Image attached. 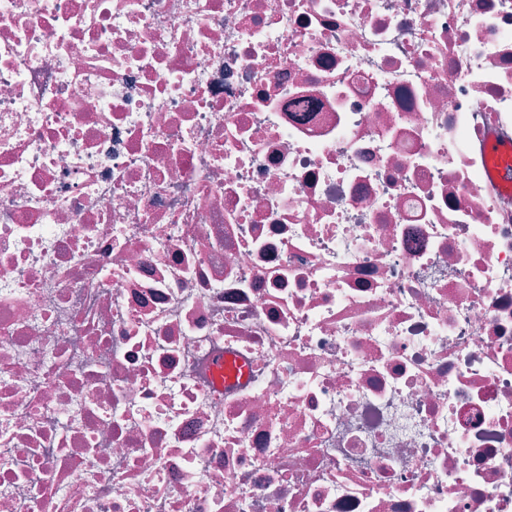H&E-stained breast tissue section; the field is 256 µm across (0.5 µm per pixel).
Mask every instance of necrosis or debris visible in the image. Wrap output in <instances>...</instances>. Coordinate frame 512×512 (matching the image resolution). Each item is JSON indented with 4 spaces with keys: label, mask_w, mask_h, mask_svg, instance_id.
<instances>
[{
    "label": "necrosis or debris",
    "mask_w": 512,
    "mask_h": 512,
    "mask_svg": "<svg viewBox=\"0 0 512 512\" xmlns=\"http://www.w3.org/2000/svg\"><path fill=\"white\" fill-rule=\"evenodd\" d=\"M495 144L512 0H0V512H512Z\"/></svg>",
    "instance_id": "necrosis-or-debris-1"
}]
</instances>
